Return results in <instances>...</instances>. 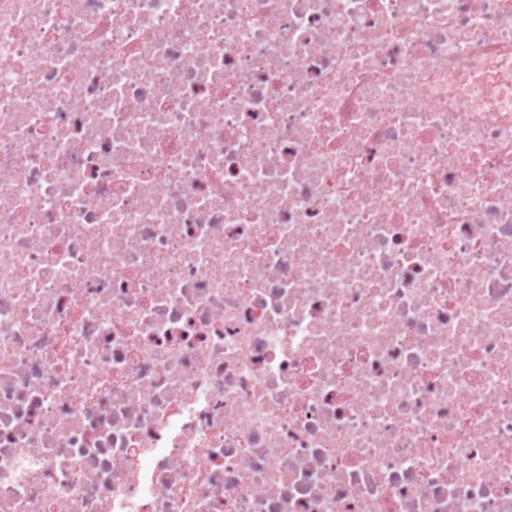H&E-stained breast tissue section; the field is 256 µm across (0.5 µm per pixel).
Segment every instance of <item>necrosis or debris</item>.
I'll use <instances>...</instances> for the list:
<instances>
[{
    "label": "necrosis or debris",
    "mask_w": 512,
    "mask_h": 512,
    "mask_svg": "<svg viewBox=\"0 0 512 512\" xmlns=\"http://www.w3.org/2000/svg\"><path fill=\"white\" fill-rule=\"evenodd\" d=\"M0 512H512V0H0Z\"/></svg>",
    "instance_id": "obj_1"
}]
</instances>
